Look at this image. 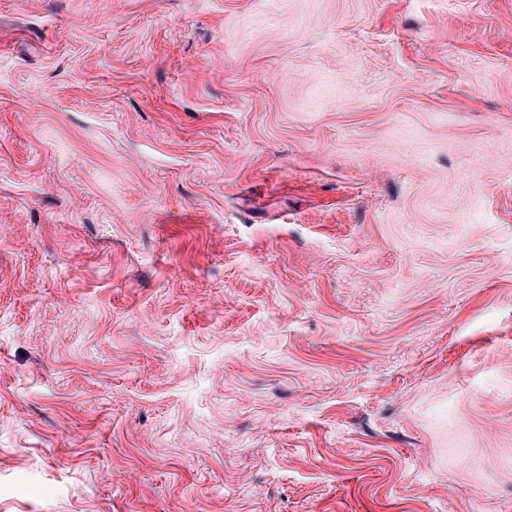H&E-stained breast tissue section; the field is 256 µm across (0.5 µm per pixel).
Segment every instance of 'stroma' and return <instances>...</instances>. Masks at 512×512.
I'll return each mask as SVG.
<instances>
[{
	"label": "stroma",
	"instance_id": "35a3bbf8",
	"mask_svg": "<svg viewBox=\"0 0 512 512\" xmlns=\"http://www.w3.org/2000/svg\"><path fill=\"white\" fill-rule=\"evenodd\" d=\"M0 512H512V0H0Z\"/></svg>",
	"mask_w": 512,
	"mask_h": 512
}]
</instances>
